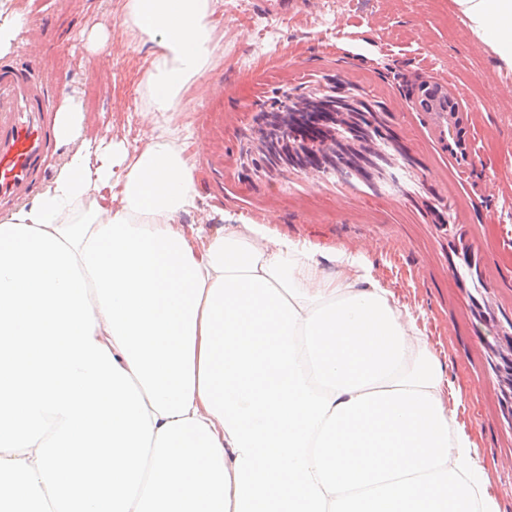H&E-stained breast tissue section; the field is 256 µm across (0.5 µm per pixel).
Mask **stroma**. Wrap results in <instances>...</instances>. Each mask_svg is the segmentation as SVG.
<instances>
[{"mask_svg": "<svg viewBox=\"0 0 512 512\" xmlns=\"http://www.w3.org/2000/svg\"><path fill=\"white\" fill-rule=\"evenodd\" d=\"M125 0H15L40 38V78L51 96L73 95L88 135L118 131L129 146L154 128L146 79L151 49L125 32ZM214 64L196 80L171 126L194 133L198 208L186 224H263L270 234L328 254L359 257L387 282L461 396L457 419L470 433L498 512H512V422L504 371L492 369L495 336L512 325V76L500 75L452 0H302L288 15L264 0H224L211 17ZM106 33L108 48L87 50ZM379 102L400 144L420 166L399 188L347 185L333 175L245 171L240 147L258 102L273 90L311 91L331 77ZM448 84L467 107L476 149L459 166L438 147L408 87ZM447 201L471 245L479 278L452 252L431 209Z\"/></svg>", "mask_w": 512, "mask_h": 512, "instance_id": "35a3bbf8", "label": "stroma"}]
</instances>
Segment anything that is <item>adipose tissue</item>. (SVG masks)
Listing matches in <instances>:
<instances>
[{
	"mask_svg": "<svg viewBox=\"0 0 512 512\" xmlns=\"http://www.w3.org/2000/svg\"><path fill=\"white\" fill-rule=\"evenodd\" d=\"M217 2L126 0L151 111L211 66ZM453 2L512 74V0ZM84 122L66 96V161L0 217V506L497 512L409 305L346 251L182 223L180 130L132 151Z\"/></svg>",
	"mask_w": 512,
	"mask_h": 512,
	"instance_id": "adipose-tissue-1",
	"label": "adipose tissue"
}]
</instances>
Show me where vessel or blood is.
<instances>
[{"mask_svg":"<svg viewBox=\"0 0 512 512\" xmlns=\"http://www.w3.org/2000/svg\"><path fill=\"white\" fill-rule=\"evenodd\" d=\"M18 52L26 64L0 60V202L38 189L56 141V101L38 78L35 42H21Z\"/></svg>","mask_w":512,"mask_h":512,"instance_id":"obj_1","label":"vessel or blood"}]
</instances>
